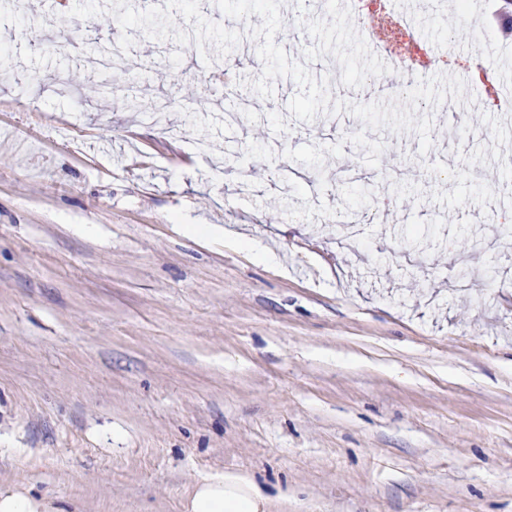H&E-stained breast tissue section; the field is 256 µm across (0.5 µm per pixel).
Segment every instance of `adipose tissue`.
Returning a JSON list of instances; mask_svg holds the SVG:
<instances>
[{"label":"adipose tissue","mask_w":512,"mask_h":512,"mask_svg":"<svg viewBox=\"0 0 512 512\" xmlns=\"http://www.w3.org/2000/svg\"><path fill=\"white\" fill-rule=\"evenodd\" d=\"M269 497L254 476L241 472L211 474L197 480L184 512H267ZM0 512H67L52 496H34L28 487H0Z\"/></svg>","instance_id":"1"}]
</instances>
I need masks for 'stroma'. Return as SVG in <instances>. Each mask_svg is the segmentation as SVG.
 Instances as JSON below:
<instances>
[{
	"mask_svg": "<svg viewBox=\"0 0 512 512\" xmlns=\"http://www.w3.org/2000/svg\"><path fill=\"white\" fill-rule=\"evenodd\" d=\"M448 2L128 0L117 28L0 0L1 486L183 512L245 471L269 512H512V51ZM225 32L260 90L195 110ZM404 69L417 95L355 97Z\"/></svg>",
	"mask_w": 512,
	"mask_h": 512,
	"instance_id": "1",
	"label": "stroma"
}]
</instances>
